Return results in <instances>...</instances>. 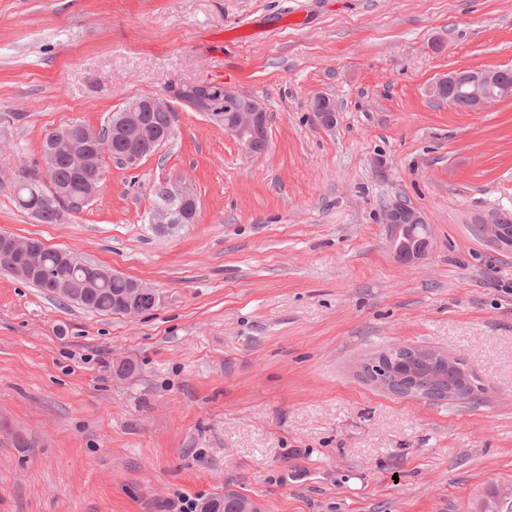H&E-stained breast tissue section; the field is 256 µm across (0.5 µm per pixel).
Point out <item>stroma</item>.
Segmentation results:
<instances>
[{
	"label": "stroma",
	"instance_id": "obj_1",
	"mask_svg": "<svg viewBox=\"0 0 512 512\" xmlns=\"http://www.w3.org/2000/svg\"><path fill=\"white\" fill-rule=\"evenodd\" d=\"M504 68L512 0H0V168L174 80L260 98L270 132L248 154L180 109L169 144L106 161L56 224L0 188V232L159 298L95 313L0 269V512H173L227 491L259 512H480L512 488V251L472 230L512 213V98L468 111L430 93ZM320 95L333 127L313 119ZM180 178L197 221L157 233L155 189ZM395 202L431 227L420 263L388 249ZM400 344L464 360L477 399L358 377Z\"/></svg>",
	"mask_w": 512,
	"mask_h": 512
}]
</instances>
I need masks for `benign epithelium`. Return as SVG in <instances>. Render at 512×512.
I'll use <instances>...</instances> for the list:
<instances>
[{"instance_id": "obj_1", "label": "benign epithelium", "mask_w": 512, "mask_h": 512, "mask_svg": "<svg viewBox=\"0 0 512 512\" xmlns=\"http://www.w3.org/2000/svg\"><path fill=\"white\" fill-rule=\"evenodd\" d=\"M448 87V99L463 102L465 109L473 111L486 103L512 97V79H508L506 70H452L439 78L433 89ZM240 93L222 83H202L173 81L168 84L164 94L150 96L129 102L122 109L112 113V129L117 131L124 122L133 118V114L148 109L172 111L180 104L195 112L202 113L211 120L224 111V105L237 100ZM227 132L247 153L253 152L254 141L268 138V120L264 103L251 98L247 110L236 114L235 121L227 127ZM72 142L75 144L70 159L77 171L85 173L112 155V138L102 137L98 129L80 125L73 131ZM196 216V208L180 207L171 210L160 207L153 219L170 223H187ZM383 223L388 227L389 246L394 256L403 264L418 263L425 259L431 241V231L425 218L409 210L404 204L396 202L388 206L383 215ZM476 235L492 247L512 250V217L492 214L479 219L473 224ZM49 247L37 238H21L0 233V259L13 266L23 276H33L39 272L41 255ZM50 294L61 293L76 302L80 299L81 289L91 287L85 281H74L68 288H59L53 282L46 283ZM145 285L132 280V287L121 298V307L129 314L136 313V304ZM405 351L410 356L420 359L433 367L457 365L465 377L473 375L459 359L448 353L414 345H397L372 356L368 362L377 367L370 381L378 388L402 398L413 395L401 390L397 378L392 374L393 355Z\"/></svg>"}]
</instances>
